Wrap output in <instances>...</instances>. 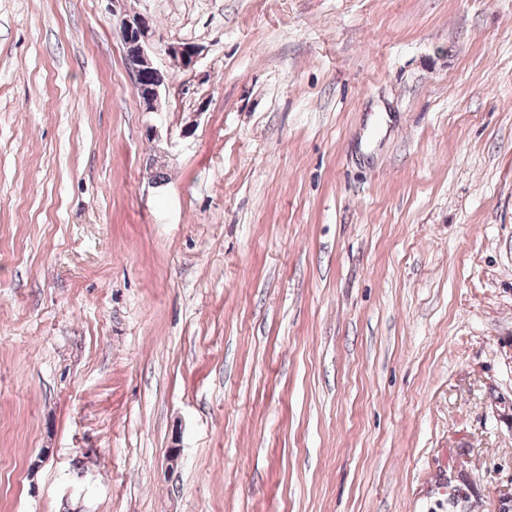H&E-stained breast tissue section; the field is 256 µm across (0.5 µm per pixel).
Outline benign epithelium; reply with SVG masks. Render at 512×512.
Segmentation results:
<instances>
[{"label":"benign epithelium","instance_id":"7a95c632","mask_svg":"<svg viewBox=\"0 0 512 512\" xmlns=\"http://www.w3.org/2000/svg\"><path fill=\"white\" fill-rule=\"evenodd\" d=\"M122 39L125 47L127 70L133 81L137 96L145 112H158L161 109V88L164 76L154 66L152 43L155 30L149 19L134 16L121 21ZM166 53L178 58L186 68L193 65L196 58L195 47L188 43H168Z\"/></svg>","mask_w":512,"mask_h":512}]
</instances>
